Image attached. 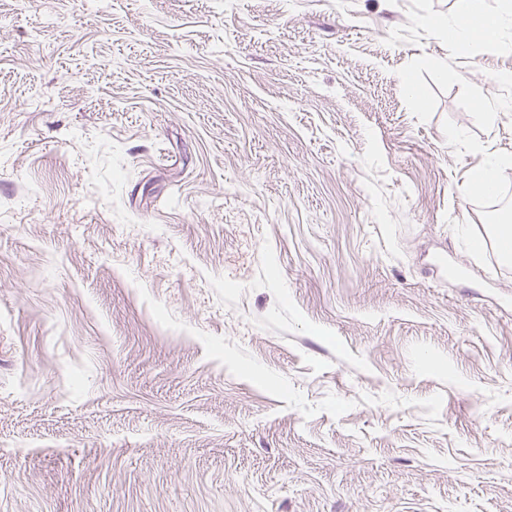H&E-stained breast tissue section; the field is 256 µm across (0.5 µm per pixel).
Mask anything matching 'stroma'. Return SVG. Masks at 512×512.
Returning a JSON list of instances; mask_svg holds the SVG:
<instances>
[{
    "label": "stroma",
    "mask_w": 512,
    "mask_h": 512,
    "mask_svg": "<svg viewBox=\"0 0 512 512\" xmlns=\"http://www.w3.org/2000/svg\"><path fill=\"white\" fill-rule=\"evenodd\" d=\"M457 13L0 0V512H512V50ZM463 6L451 26L440 30L448 39V44L460 55H469L478 35H483L495 45L498 32L512 27V6H506L494 15H481L477 12L475 2L479 0H460ZM502 161H507V159L491 160L476 169L469 179V191L473 194L493 193L497 187V170L500 165L504 164Z\"/></svg>",
    "instance_id": "35a3bbf8"
}]
</instances>
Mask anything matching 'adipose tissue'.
<instances>
[{"label": "adipose tissue", "instance_id": "obj_1", "mask_svg": "<svg viewBox=\"0 0 512 512\" xmlns=\"http://www.w3.org/2000/svg\"><path fill=\"white\" fill-rule=\"evenodd\" d=\"M476 0H463V6L451 26L443 28L442 34L449 45L461 55H469L477 37L496 41L501 29L512 27V6H507L493 15L479 14Z\"/></svg>", "mask_w": 512, "mask_h": 512}]
</instances>
